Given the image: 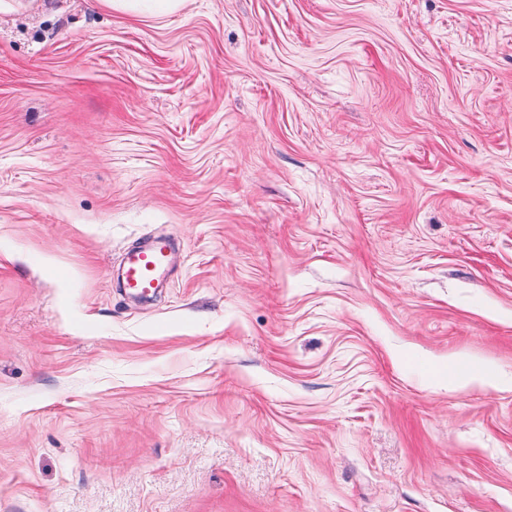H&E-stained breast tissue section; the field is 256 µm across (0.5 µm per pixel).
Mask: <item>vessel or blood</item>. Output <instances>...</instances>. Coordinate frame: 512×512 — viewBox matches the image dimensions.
Segmentation results:
<instances>
[{
    "instance_id": "1",
    "label": "vessel or blood",
    "mask_w": 512,
    "mask_h": 512,
    "mask_svg": "<svg viewBox=\"0 0 512 512\" xmlns=\"http://www.w3.org/2000/svg\"><path fill=\"white\" fill-rule=\"evenodd\" d=\"M170 251L169 239L158 237L125 253L123 286L132 294L145 296L166 273Z\"/></svg>"
}]
</instances>
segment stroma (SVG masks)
Here are the masks:
<instances>
[{
    "label": "stroma",
    "instance_id": "1",
    "mask_svg": "<svg viewBox=\"0 0 512 512\" xmlns=\"http://www.w3.org/2000/svg\"><path fill=\"white\" fill-rule=\"evenodd\" d=\"M8 2L0 512H512V0ZM112 7L128 9L140 7L148 10L169 12L179 7L181 0H109ZM170 240L154 238L125 253L123 287L132 294L146 296L156 287L168 267ZM496 382L495 375L488 368L477 365L463 367L457 364L448 367L449 386H466L470 384L494 386Z\"/></svg>",
    "mask_w": 512,
    "mask_h": 512
}]
</instances>
